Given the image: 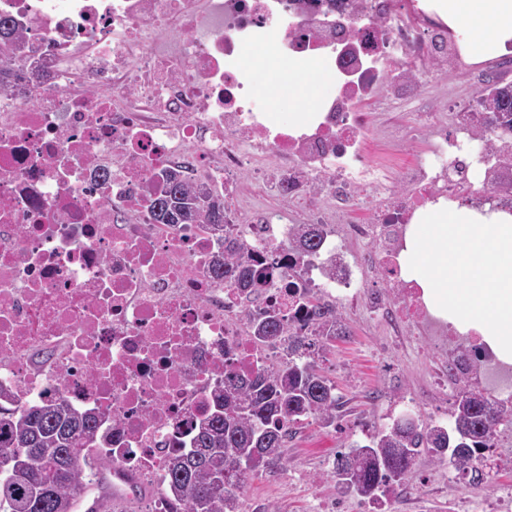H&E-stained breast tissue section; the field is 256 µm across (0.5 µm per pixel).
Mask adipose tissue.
Masks as SVG:
<instances>
[{"label":"adipose tissue","instance_id":"adipose-tissue-1","mask_svg":"<svg viewBox=\"0 0 512 512\" xmlns=\"http://www.w3.org/2000/svg\"><path fill=\"white\" fill-rule=\"evenodd\" d=\"M437 13L469 30V48L482 56L512 39V0H433ZM249 66L275 73L273 104L303 124L328 94L329 72L316 57L280 60L261 44ZM402 274L424 303L457 332H474L512 361V213L482 214L467 206L434 204L420 212L401 255Z\"/></svg>","mask_w":512,"mask_h":512}]
</instances>
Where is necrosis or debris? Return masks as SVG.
<instances>
[{
	"instance_id": "obj_1",
	"label": "necrosis or debris",
	"mask_w": 512,
	"mask_h": 512,
	"mask_svg": "<svg viewBox=\"0 0 512 512\" xmlns=\"http://www.w3.org/2000/svg\"><path fill=\"white\" fill-rule=\"evenodd\" d=\"M18 42L0 86V392L23 410L60 393L103 416L101 458L154 485L169 454L210 412L224 374L288 361L284 337L254 335L268 309L290 332H317L312 310L347 291L391 336L412 332L444 360L439 385L478 382L512 402V363L433 315L399 257L414 213L453 198L457 170L512 181L498 152L478 155L466 112L416 113L390 141L372 131L383 83L412 94L438 60L470 69L455 30L413 0H0ZM273 40L285 57H322L336 78L318 119L272 125L251 97L242 57ZM176 163L230 201L220 224H159L149 201ZM252 171L287 207L242 212ZM400 171L412 195L396 191ZM324 229L315 256L288 246L295 218ZM366 244L348 259L341 239ZM246 264L270 263L248 288L211 270L226 240ZM378 268L386 294L359 289Z\"/></svg>"
}]
</instances>
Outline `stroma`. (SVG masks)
<instances>
[{
	"label": "stroma",
	"mask_w": 512,
	"mask_h": 512,
	"mask_svg": "<svg viewBox=\"0 0 512 512\" xmlns=\"http://www.w3.org/2000/svg\"><path fill=\"white\" fill-rule=\"evenodd\" d=\"M485 75L482 69L462 72L438 66L421 78L410 100L391 105L376 124L374 136L388 140L392 126L407 122L414 112L453 115L475 107L474 92ZM337 308L351 334L335 341L322 368L343 396L339 425H299L280 460L243 487L241 503L249 512H315L318 502L336 498L333 463L352 441L362 440L359 425L379 432L407 413L428 426L447 427L453 421L452 398L435 387L437 355L428 341L413 335L389 339L383 322L364 310L343 301ZM508 481L512 482V466L491 473L487 484L470 485L423 455L402 480L403 494L393 499L389 512H448V497L480 496Z\"/></svg>",
	"instance_id": "stroma-1"
}]
</instances>
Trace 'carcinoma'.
Segmentation results:
<instances>
[{
  "label": "carcinoma",
  "instance_id": "carcinoma-1",
  "mask_svg": "<svg viewBox=\"0 0 512 512\" xmlns=\"http://www.w3.org/2000/svg\"><path fill=\"white\" fill-rule=\"evenodd\" d=\"M492 90L479 97L487 110L484 126H512V82L500 74L486 78ZM164 195L150 207L158 224L224 223V198L203 192L180 165L165 173ZM316 224H300L289 249L313 254L321 243ZM243 245L233 240L214 260V274L244 287L251 270L238 262ZM321 323L336 326L334 336L349 334L334 308L315 309ZM255 335H283L275 315L254 324ZM328 340L288 338V364L261 370L250 377L228 374L224 389L214 393L209 414L193 424L187 447L172 449L168 479L160 492L168 512H240L239 492L248 476L276 462L296 426L312 419L328 427L341 406L337 386L323 374L317 359ZM452 429L425 427L419 420L393 423L370 437L369 443L337 454L332 476L361 496H373L395 483L427 451L448 463L461 480L482 481L480 460L495 446L499 426L512 423V405L490 395L466 391L453 404ZM102 419L72 407L58 394L16 412L0 405V512H78L97 490L93 512H112L114 496L106 476L111 466L90 462L89 449L100 443Z\"/></svg>",
  "mask_w": 512,
  "mask_h": 512
}]
</instances>
